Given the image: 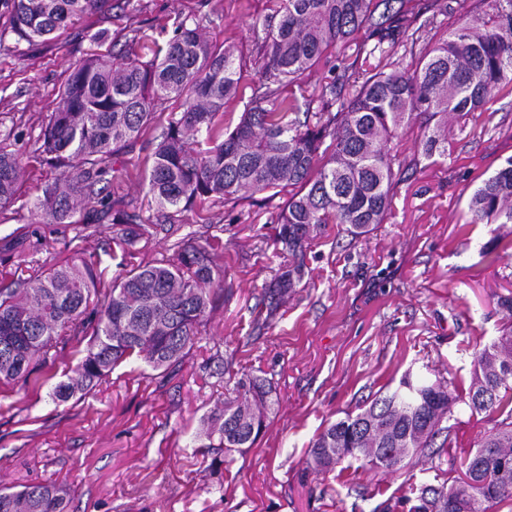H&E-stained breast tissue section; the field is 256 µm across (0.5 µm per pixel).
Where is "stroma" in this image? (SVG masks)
Masks as SVG:
<instances>
[{
    "label": "stroma",
    "mask_w": 512,
    "mask_h": 512,
    "mask_svg": "<svg viewBox=\"0 0 512 512\" xmlns=\"http://www.w3.org/2000/svg\"><path fill=\"white\" fill-rule=\"evenodd\" d=\"M277 7L278 0H102L46 42L18 39L0 24V146L22 160L20 196L0 213V281L72 259L97 265L109 281L124 265L171 257L179 239L196 233L218 239L215 261L234 288L199 326L173 375L133 358L84 395L58 402L55 384L80 359L61 345L28 383L0 386V484L65 485L70 512H409L413 488L454 477L501 422V414L471 411L465 399L476 355L512 319L497 304L512 293V224L471 223L468 203L512 157V93H500L484 111L449 116L451 152L437 163L424 158L418 129L399 131L391 152L402 172L383 224L359 239L328 225L306 251L303 281L270 322L267 288L288 262L273 228L289 194L167 217L142 174L176 101L112 157L104 184L141 222L158 225L157 234L118 260L109 220L81 213L66 226L35 223L41 186L62 174L42 161L35 140L67 69L96 51L99 30L111 32L118 55L127 27L141 28L135 51L145 60L182 23L200 24L210 42L237 48L239 94L224 103L225 119L234 120L263 71L256 29ZM354 56V44L330 48L282 95L319 92ZM408 371L448 385L457 397L444 421L446 452L414 456L389 472L352 457L327 472L309 467L308 449L327 423L359 413ZM245 373L272 387L265 432L241 451L207 448L202 419L234 396Z\"/></svg>",
    "instance_id": "35a3bbf8"
}]
</instances>
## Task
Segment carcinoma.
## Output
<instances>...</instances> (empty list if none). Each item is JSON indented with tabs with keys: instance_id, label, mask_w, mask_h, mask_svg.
I'll list each match as a JSON object with an SVG mask.
<instances>
[{
	"instance_id": "obj_1",
	"label": "carcinoma",
	"mask_w": 512,
	"mask_h": 512,
	"mask_svg": "<svg viewBox=\"0 0 512 512\" xmlns=\"http://www.w3.org/2000/svg\"><path fill=\"white\" fill-rule=\"evenodd\" d=\"M100 0H0L14 33L32 41L54 35L92 11ZM412 0H279L276 24L263 41L265 81L235 124H224V102L237 96L241 67L236 50L205 39L200 23H182L175 36L148 60L137 55L91 54L75 62L59 91L55 110L38 135L37 151L64 169L44 185L36 215L44 224H68L88 210L119 227L112 243L125 251L156 232L117 206L100 183L109 158L140 137L159 105L180 102V111L160 134L143 182L161 209L192 211L220 201L293 187L275 227L288 265L269 291L274 309L305 275V255L314 234L328 224L346 226L357 239L384 222L396 174L388 144L405 125L422 121L423 155L448 156V136L436 118L467 115L504 89L512 90V0H473L448 37L424 44L405 66L394 63L371 73L358 59L381 44L431 32L434 19L419 21ZM354 43L355 60L323 87L314 115L300 116L286 86L314 68L338 43ZM373 48H368L369 43ZM352 96L332 111L341 91ZM205 134V147L191 142ZM330 143H325L326 138ZM20 162L0 147V210L15 200ZM473 224H512V158L474 191ZM210 239H182L174 257L125 271L106 288L92 264L65 263L28 279L0 286V385L26 380L47 364L64 342L87 341L75 376L59 383L53 397L66 401L136 356L154 370H173L192 346L197 328L218 298L232 288L211 257ZM241 396L207 416L208 447L221 451L255 445L267 427L271 390L258 377L242 378ZM456 398L448 388L406 375L400 387L373 399L356 415L329 424L313 441L308 464L322 471L351 456L392 471L403 455L434 445L440 424ZM475 412H498L506 420L478 444L493 448L472 455L465 477L448 485H423L412 512L512 509V321L479 354L468 392ZM67 489L29 483L0 488V512H67Z\"/></svg>"
}]
</instances>
